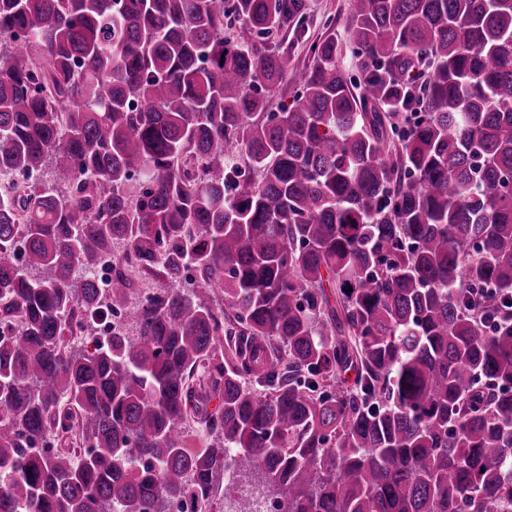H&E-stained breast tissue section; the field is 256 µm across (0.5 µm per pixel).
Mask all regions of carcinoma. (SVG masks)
Segmentation results:
<instances>
[{
	"instance_id": "cac0c4a2",
	"label": "carcinoma",
	"mask_w": 512,
	"mask_h": 512,
	"mask_svg": "<svg viewBox=\"0 0 512 512\" xmlns=\"http://www.w3.org/2000/svg\"><path fill=\"white\" fill-rule=\"evenodd\" d=\"M305 21L0 0V512H512V0ZM350 0H304L306 14L310 17L308 30L304 34L288 28L274 34L269 39V45L279 46L284 54L288 56V77L282 82L278 89L272 92L268 98V111L281 112L282 108L288 107L298 90L292 74L299 72L310 64V53L308 47L316 38L327 33L336 35V40L344 45L343 55L339 58V65L349 74L355 71V59L349 46H345L347 38V19L349 14ZM330 19L331 29L324 27L325 21Z\"/></svg>"
}]
</instances>
